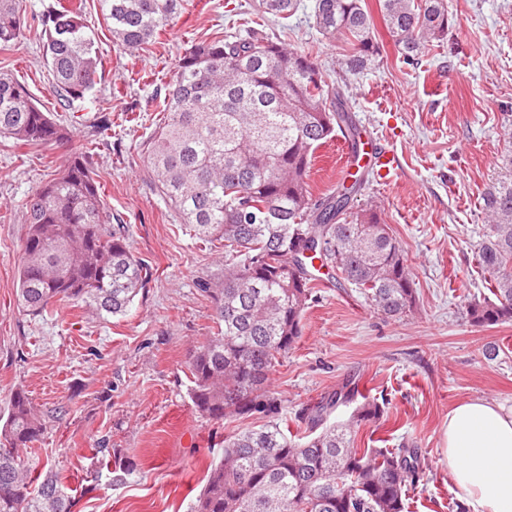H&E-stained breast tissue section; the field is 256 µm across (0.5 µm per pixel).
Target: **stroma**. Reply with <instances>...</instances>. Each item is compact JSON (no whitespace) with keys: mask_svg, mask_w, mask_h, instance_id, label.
Segmentation results:
<instances>
[{"mask_svg":"<svg viewBox=\"0 0 512 512\" xmlns=\"http://www.w3.org/2000/svg\"><path fill=\"white\" fill-rule=\"evenodd\" d=\"M253 2L192 0L148 51L130 56L113 47L101 0H84L101 64L94 90L64 109L42 62V19L57 0H23L31 30L0 49V72L43 111H65L70 147L88 153L153 276L123 316L102 319L66 302L46 319L24 314L16 297L22 205L70 148L0 139V418L18 389L38 408L58 410L25 462L60 469L75 491V512H193L225 434L223 422L199 414L188 397L190 353L215 330L196 280L223 268L224 251L198 240L150 189L141 145L159 118L155 95L185 51L216 32L244 38L256 30L311 53L346 98L362 138L384 141L401 157L389 185L367 181L351 204L376 206L416 288V311L391 319L358 288L320 278L302 336L272 374L287 401L284 417L297 428L303 407L356 380L383 409L361 426L357 447L418 449L428 480L409 490L408 512H455L460 496L444 451L449 411L471 398L512 405V321L478 326L465 308L489 294L476 257L487 224L480 197L512 153V0H448L452 27L414 64L395 46L377 0H364L380 52L357 76L341 66L343 43L313 28L314 0L275 21L254 14ZM103 114L112 128L101 134L94 121ZM345 146L338 136L316 150L314 193L349 182ZM490 345L499 351L493 360L484 355ZM101 446L110 457L98 454Z\"/></svg>","mask_w":512,"mask_h":512,"instance_id":"stroma-1","label":"stroma"}]
</instances>
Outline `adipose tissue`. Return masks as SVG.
Listing matches in <instances>:
<instances>
[{"label": "adipose tissue", "instance_id": "ef3b65f1", "mask_svg": "<svg viewBox=\"0 0 512 512\" xmlns=\"http://www.w3.org/2000/svg\"><path fill=\"white\" fill-rule=\"evenodd\" d=\"M445 438L448 476L468 512H512V406L459 403Z\"/></svg>", "mask_w": 512, "mask_h": 512}]
</instances>
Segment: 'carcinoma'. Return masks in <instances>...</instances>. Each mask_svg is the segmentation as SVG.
I'll return each mask as SVG.
<instances>
[{
	"mask_svg": "<svg viewBox=\"0 0 512 512\" xmlns=\"http://www.w3.org/2000/svg\"><path fill=\"white\" fill-rule=\"evenodd\" d=\"M388 33L414 61L448 33L447 0H379ZM188 6V0H102L112 44L134 56ZM263 16L286 19L298 0H256ZM313 27L348 47L342 64L354 76L379 54L363 0H315ZM42 58L60 100H83L97 84L98 51L81 9L49 12ZM28 30L20 0H0V48ZM161 118L143 145L149 185L181 223L206 242L224 243V269L198 279L210 299L216 332L193 350L190 400L216 421L256 417L258 429L224 437L195 512H406V496L424 481L415 448L362 450L360 427L380 417L358 384L341 388L297 415L302 434L284 432V400L270 388L279 358L302 336L320 266L361 290L386 317L412 313V272L377 210H350L351 187L313 198L310 169L317 148L340 130L358 145L343 95L330 88L309 53L263 36L229 40L222 33L192 45L166 84ZM0 138L17 144L71 142L67 120L42 111L24 85L0 72ZM489 224L477 263L496 301L472 300L471 321L512 320V176L482 195ZM27 226L17 298L28 314L51 313L60 302L82 303L99 315L128 311L151 267L129 244V227L112 223L100 182L85 155L75 154L24 204ZM356 403L343 423H328L341 405ZM49 416L22 389L0 425V512H73L63 477L34 475L21 451L37 442Z\"/></svg>",
	"mask_w": 512,
	"mask_h": 512,
	"instance_id": "1",
	"label": "carcinoma"
}]
</instances>
